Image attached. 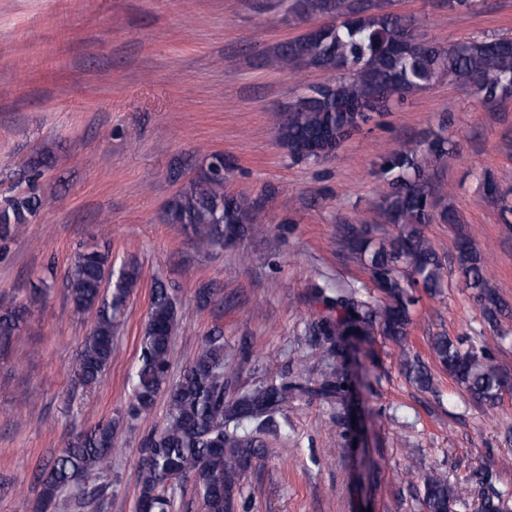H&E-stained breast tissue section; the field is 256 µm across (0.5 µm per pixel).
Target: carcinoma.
Instances as JSON below:
<instances>
[{"label":"carcinoma","instance_id":"1","mask_svg":"<svg viewBox=\"0 0 512 512\" xmlns=\"http://www.w3.org/2000/svg\"><path fill=\"white\" fill-rule=\"evenodd\" d=\"M294 8L307 18L329 13L340 21L280 44L273 62L282 67L306 65L331 73L350 72L311 89L288 111L276 113L277 135L298 160L318 161L322 154L336 153L365 113L386 112L405 94L445 78L469 86L491 106L512 95V39L461 40L442 47L415 32L417 20L387 12L373 0L348 4L295 0ZM454 150L452 141L441 136L403 142L381 165V174L393 178L381 194L379 222L359 228L337 226L339 241L359 258L384 301L364 299L352 287L332 290L316 285L312 289L315 301L336 312L314 325V335L328 351L344 357L353 341L378 332L398 345L402 367L421 389L431 388L434 377L405 348L411 307L417 302L408 289L434 296L448 279L447 265L425 237L423 226L436 218L444 224L460 223L453 208L441 205L448 197V185L438 177ZM41 205L33 191L0 205V240L14 238ZM258 209L254 201L225 194L224 176L208 166L167 203L166 213L171 223L191 229L196 246L207 250L257 233ZM455 247L465 288L479 305L484 324L503 333L502 326L512 321V305L490 287L483 252L461 228ZM138 279L133 265L113 275L111 254L96 244L84 246L74 257L66 279L68 294L76 310L95 313L94 327L76 364L83 384L96 383L112 361L116 320ZM27 312L25 305L0 311V347L10 346L19 335ZM179 319L172 292L156 282L128 415L136 419L150 412L161 394L167 407L162 425L138 448L137 506L152 512H178L176 490L189 481L202 512H234L243 472L265 454L262 435L274 416L306 394L341 397L347 379L337 373L316 386L294 379L232 392V377L224 371V336L216 331L171 384L172 338ZM428 344L449 377L488 409L499 406L502 390L512 384V377L484 347L443 333L430 337ZM114 452L110 423L73 437L42 474L39 509L66 512L73 500L101 495L102 487L89 485V480L110 471ZM420 481L427 512H448L456 501L455 487L432 472L421 475Z\"/></svg>","mask_w":512,"mask_h":512}]
</instances>
